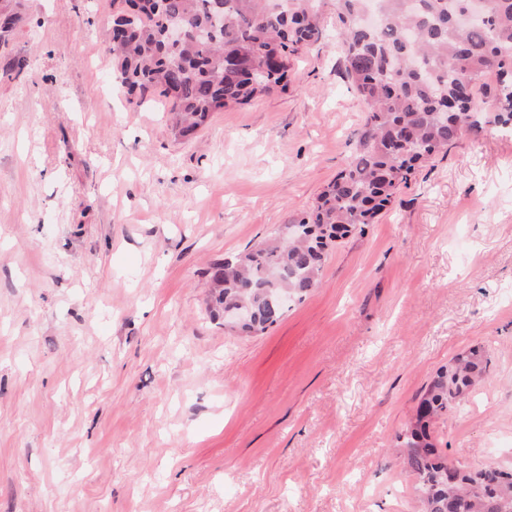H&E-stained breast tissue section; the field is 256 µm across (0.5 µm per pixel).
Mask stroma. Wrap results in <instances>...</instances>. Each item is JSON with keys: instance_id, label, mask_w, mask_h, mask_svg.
<instances>
[{"instance_id": "35a3bbf8", "label": "stroma", "mask_w": 512, "mask_h": 512, "mask_svg": "<svg viewBox=\"0 0 512 512\" xmlns=\"http://www.w3.org/2000/svg\"><path fill=\"white\" fill-rule=\"evenodd\" d=\"M0 46V512H421L399 435L437 370L488 376L432 437L512 464V127L423 163L321 283L257 336L211 320L209 271L347 164L366 113L336 45L189 140L132 100L112 0H10Z\"/></svg>"}]
</instances>
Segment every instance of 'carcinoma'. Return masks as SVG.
I'll use <instances>...</instances> for the list:
<instances>
[{
  "mask_svg": "<svg viewBox=\"0 0 512 512\" xmlns=\"http://www.w3.org/2000/svg\"><path fill=\"white\" fill-rule=\"evenodd\" d=\"M112 0V54L131 95L159 89L172 102L176 136L189 138L213 113L282 85L290 57L320 44V0ZM469 0H335L346 77L366 115L346 167L318 195L292 234L213 266L209 312L250 311L237 332L259 335L320 283L329 244L373 223L420 164L479 126L512 123V0H488L460 23ZM181 26L184 40L167 33ZM502 84L500 110L482 113L474 88L489 73ZM488 372L480 348L441 367L405 433L406 464L424 512H512V468L449 471L430 424L450 415Z\"/></svg>",
  "mask_w": 512,
  "mask_h": 512,
  "instance_id": "carcinoma-1",
  "label": "carcinoma"
}]
</instances>
